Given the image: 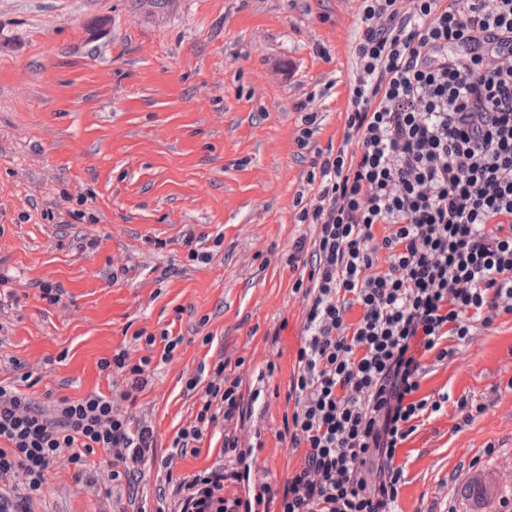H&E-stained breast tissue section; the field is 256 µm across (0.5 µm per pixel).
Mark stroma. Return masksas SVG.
Here are the masks:
<instances>
[{"label":"stroma","mask_w":512,"mask_h":512,"mask_svg":"<svg viewBox=\"0 0 512 512\" xmlns=\"http://www.w3.org/2000/svg\"><path fill=\"white\" fill-rule=\"evenodd\" d=\"M357 0H0V381L31 371L38 404L123 378L99 371L117 348L146 353L139 330L182 337L151 386L120 410L154 431L140 466L139 504L156 490L224 464L223 424L199 455L172 447L198 397L183 393L199 366L242 360L244 392L264 400L244 434L260 432L257 478L300 466L278 433L302 340V304L286 264L310 231L294 205L312 151L339 140ZM318 115L311 151L296 137ZM85 217L69 221V212ZM214 249L188 258L187 232ZM222 237L214 246V237ZM60 284L59 304L41 283ZM211 344H204V337ZM274 371H267V364ZM445 409L403 443L400 512H472L463 484L496 471L484 512L512 499V315L459 347L422 379ZM486 404L461 425L459 399ZM83 474L66 459L46 475L42 512H122L112 460Z\"/></svg>","instance_id":"35a3bbf8"}]
</instances>
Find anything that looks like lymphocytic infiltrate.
<instances>
[{
  "mask_svg": "<svg viewBox=\"0 0 512 512\" xmlns=\"http://www.w3.org/2000/svg\"><path fill=\"white\" fill-rule=\"evenodd\" d=\"M359 2L342 135L314 152L296 215L312 231L286 260L303 341L279 437L304 463L255 501L225 496L226 482L252 484V403L219 362L213 380H186L201 405L173 445L198 454L220 421L230 464L169 481L167 512H396L397 452L449 401L418 397L422 357L445 361L512 315V0ZM151 364L120 348L98 368L124 376L127 399ZM154 448L102 393L41 408L0 383V512H36L61 455L83 470L99 451L138 465Z\"/></svg>",
  "mask_w": 512,
  "mask_h": 512,
  "instance_id": "f902f5d3",
  "label": "lymphocytic infiltrate"
}]
</instances>
